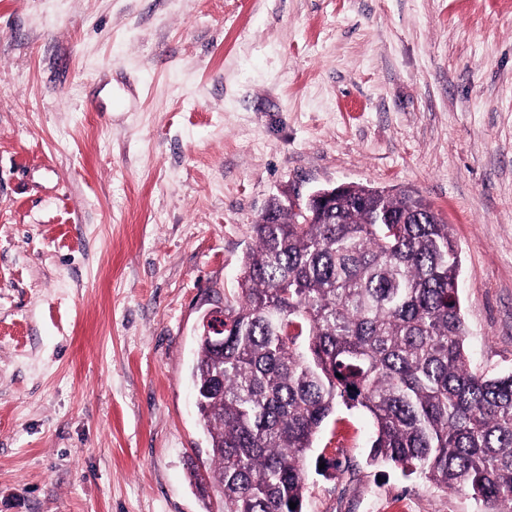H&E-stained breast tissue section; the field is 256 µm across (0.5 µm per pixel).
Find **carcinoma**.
Segmentation results:
<instances>
[{"label": "carcinoma", "instance_id": "cac0c4a2", "mask_svg": "<svg viewBox=\"0 0 512 512\" xmlns=\"http://www.w3.org/2000/svg\"><path fill=\"white\" fill-rule=\"evenodd\" d=\"M266 210L224 305V346L197 336L213 463L190 467L199 495L221 512H302L304 460L342 405L371 417L372 460L512 512V371L471 367L441 214L353 183L330 209L274 197Z\"/></svg>", "mask_w": 512, "mask_h": 512}]
</instances>
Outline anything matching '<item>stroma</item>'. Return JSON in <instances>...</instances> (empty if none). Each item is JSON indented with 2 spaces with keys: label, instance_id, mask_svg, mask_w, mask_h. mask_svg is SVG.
I'll list each match as a JSON object with an SVG mask.
<instances>
[{
  "label": "stroma",
  "instance_id": "1",
  "mask_svg": "<svg viewBox=\"0 0 512 512\" xmlns=\"http://www.w3.org/2000/svg\"><path fill=\"white\" fill-rule=\"evenodd\" d=\"M415 191L512 370V0H0V512H207L189 369L267 202ZM338 409L303 512H486Z\"/></svg>",
  "mask_w": 512,
  "mask_h": 512
}]
</instances>
